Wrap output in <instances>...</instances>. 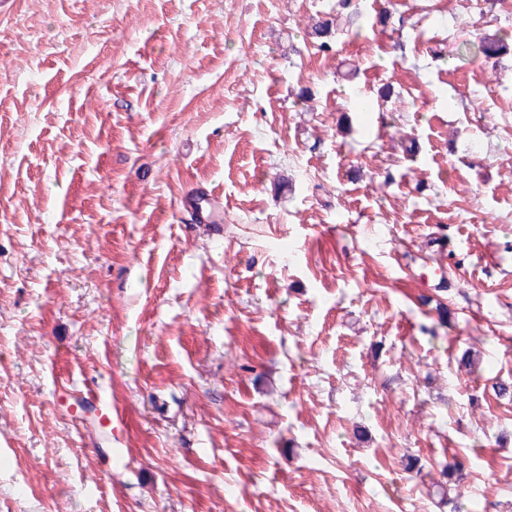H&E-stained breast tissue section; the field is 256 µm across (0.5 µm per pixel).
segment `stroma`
Returning a JSON list of instances; mask_svg holds the SVG:
<instances>
[{
    "instance_id": "35a3bbf8",
    "label": "stroma",
    "mask_w": 512,
    "mask_h": 512,
    "mask_svg": "<svg viewBox=\"0 0 512 512\" xmlns=\"http://www.w3.org/2000/svg\"><path fill=\"white\" fill-rule=\"evenodd\" d=\"M500 381L512 0H0V512H512ZM477 41L465 40L459 46L460 50L466 53L477 55L482 54L484 57L490 58L498 53L501 40L494 35H483L477 38ZM184 205L194 213L200 224H217L220 219L218 204L204 192L192 193ZM74 401L76 403L96 401L99 405L100 421L108 427H112L114 422L121 423L123 421V414L112 408V403L108 402L98 391L87 390L83 395L76 397Z\"/></svg>"
}]
</instances>
